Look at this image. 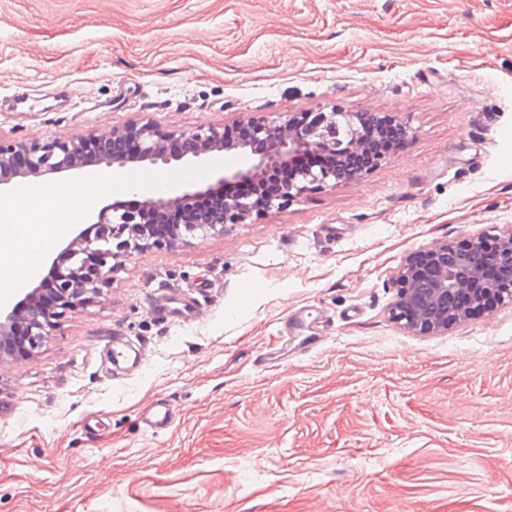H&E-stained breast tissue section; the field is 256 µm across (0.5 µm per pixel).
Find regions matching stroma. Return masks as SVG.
I'll use <instances>...</instances> for the list:
<instances>
[{
  "label": "stroma",
  "mask_w": 512,
  "mask_h": 512,
  "mask_svg": "<svg viewBox=\"0 0 512 512\" xmlns=\"http://www.w3.org/2000/svg\"><path fill=\"white\" fill-rule=\"evenodd\" d=\"M332 105L407 137L355 179L132 252L0 357V512H512V302L444 332L390 315L408 257L512 225V0H0L4 141ZM214 169L51 181L74 206L94 177ZM159 398L176 420L155 433Z\"/></svg>",
  "instance_id": "1"
}]
</instances>
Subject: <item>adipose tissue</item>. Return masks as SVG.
Segmentation results:
<instances>
[{
  "label": "adipose tissue",
  "mask_w": 512,
  "mask_h": 512,
  "mask_svg": "<svg viewBox=\"0 0 512 512\" xmlns=\"http://www.w3.org/2000/svg\"><path fill=\"white\" fill-rule=\"evenodd\" d=\"M55 193V185L46 184L41 193L23 202L0 203V260L18 262L27 252L41 251L46 242L60 237L77 221V212L63 207L56 209L53 223H46L47 204Z\"/></svg>",
  "instance_id": "1"
}]
</instances>
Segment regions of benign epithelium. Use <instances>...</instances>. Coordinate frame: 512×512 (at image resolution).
<instances>
[{
    "mask_svg": "<svg viewBox=\"0 0 512 512\" xmlns=\"http://www.w3.org/2000/svg\"><path fill=\"white\" fill-rule=\"evenodd\" d=\"M358 114L334 106L290 116L272 122L249 120L255 139L263 142L261 151L247 141L224 135V128L208 125L171 132L151 122H132L103 133L75 135L47 140H0V169L24 158L16 177L26 180L81 169L87 155L95 166L123 168L130 163L168 165L172 162L207 160L234 154L242 159L235 168L224 169L206 186H181L162 192H143V207L120 209L104 206L96 221L80 230L62 249L53 273L39 279L22 302L9 310H0V338L11 334L23 320L30 327V345H39L42 336L75 304L95 297L104 287L113 269L131 250L146 240L142 235L150 219H159L169 211L183 207L193 199L224 188L232 181H258L287 164L303 151H324L332 157L329 166L300 170L272 201L226 197L224 209L208 215H190L174 226L171 234L155 241L157 246H172L197 230L215 229L226 224H243L254 213L288 203L309 189H321L331 182L349 179L347 159L366 148V139L355 127ZM130 137L139 143L134 156L112 151L116 138ZM468 249L457 250L455 243H440L413 255L396 276L397 296L391 315L404 328L419 333L444 331L467 318L471 310L483 306L489 294H498V303L512 301V225L499 233L477 236L467 241ZM495 267L501 279L492 282L484 276L487 267Z\"/></svg>",
    "mask_w": 512,
    "mask_h": 512,
    "instance_id": "7a95c632",
    "label": "benign epithelium"
}]
</instances>
